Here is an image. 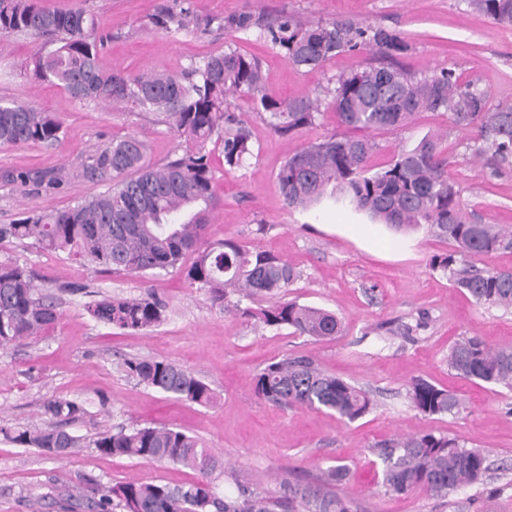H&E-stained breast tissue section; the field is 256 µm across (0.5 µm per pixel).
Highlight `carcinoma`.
<instances>
[{"label":"carcinoma","mask_w":512,"mask_h":512,"mask_svg":"<svg viewBox=\"0 0 512 512\" xmlns=\"http://www.w3.org/2000/svg\"><path fill=\"white\" fill-rule=\"evenodd\" d=\"M471 8L493 21L512 25V0H468ZM226 34L256 32L297 67L316 68L345 50L360 46L388 59L403 55L408 44L379 25L358 27L344 21L302 23L282 14L266 21L251 14H228L205 21L194 16L184 0H174L148 17L144 27L160 32L210 30ZM97 22L83 7L46 10L38 0H0V36H32L53 46L31 61L33 73L61 85L68 96L93 104H126L150 114L179 139V154L160 165L146 163V143L137 136L114 140L89 154L72 172L104 186L96 196L62 210L32 213L0 225V240L32 239L43 248L136 276H154L179 268L190 284L223 303L231 293L269 300L254 313L269 327L287 326L318 339L341 332L337 317L325 310L285 301L280 295L297 274L288 261L267 250H250L231 241L204 242L216 204L211 156L218 148L224 166L239 169L253 156L246 122L228 109L229 98L247 97L265 115L271 130L286 138L315 125L319 98L280 99L267 91L261 60L231 45L180 74H122L99 62ZM340 122L361 136L331 135L289 156L277 179L286 205L304 209L321 201L328 186L339 189L357 209L397 229L425 224L452 250L431 260L448 272L456 288L476 303L512 308V268L479 267L474 259L512 252V230L465 218L448 176L444 135L422 139L385 168L369 172L378 149L375 133L398 130L421 112L448 115L451 128L476 133L474 155L490 156L498 167L512 161V104L494 105L477 86L455 71L442 69L416 77L392 65L366 67L342 74L332 90ZM58 116L0 99V144H54L60 141ZM189 253L194 260L183 262ZM95 320L120 329L142 331L159 326L165 306L147 294L138 298L105 296L90 304ZM58 319V304L39 292L29 270L0 262V345L34 338ZM448 365L466 381L512 389V346L492 348L477 337H462L449 349ZM124 371L177 400L202 406L216 395L191 372L167 359L132 358ZM257 395L278 406L325 409L347 421L363 418L373 400L362 388L318 367L307 356L268 364L256 377ZM408 397L425 415L459 414L462 400L454 393L417 379ZM84 413L76 400L54 399L44 405L51 422L22 428L13 441L49 455L64 446L69 453L94 447L115 457L180 464L200 473L182 487L130 480L90 500V512H109L112 499L125 512H350V501L331 491L349 477L344 465L330 466L316 483L284 480L277 490L253 489L236 480L239 495L221 496L213 474L224 472V459L178 427L143 426L102 434L92 441L66 431L63 424ZM386 463L382 484L387 493L419 490L445 497L463 486L484 482L486 454L467 449L449 436L410 435L377 449Z\"/></svg>","instance_id":"1"}]
</instances>
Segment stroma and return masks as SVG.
<instances>
[{"label":"stroma","instance_id":"obj_1","mask_svg":"<svg viewBox=\"0 0 512 512\" xmlns=\"http://www.w3.org/2000/svg\"><path fill=\"white\" fill-rule=\"evenodd\" d=\"M168 0H42L56 10L85 5L107 42L100 63L108 70L179 73L191 62L235 45L258 55L268 91L282 98L325 95L340 74L379 65L372 52H343L316 69L297 67L254 34H168L145 29L147 16ZM198 18L249 13L271 18L288 12L299 21L348 20L399 33L408 50L399 62L409 72L452 68L484 90L492 103H512V27L472 11L467 0H192ZM39 40L0 39V99L58 113L63 125L55 145L0 146V225L32 211L62 209L97 195L100 185L64 180L86 155L114 139L136 134L148 145L147 159L172 158L179 141L152 116L122 105L94 106L70 100L56 82L37 79L31 59ZM230 109L246 121L254 155L237 170L213 153L217 206L208 242L232 241L279 254L298 273L287 297L298 304L336 313L338 336L315 339L289 327H268L244 316L258 302L241 299L240 311H225L185 280L179 269L140 279L124 272H100L66 253L31 240L0 241V261L30 268L35 283L54 295L59 319L40 337L0 346V512H76L78 493L89 499L135 479L184 485L191 469L112 457L96 448L54 458L14 442L10 434L43 422V405L54 398L82 401L86 412L69 426L94 438L118 429L173 425L223 456L261 489L283 480H315L322 470L344 465L347 482L336 494L352 512H512V391L458 378L448 366V349L462 336L488 345H512V309L476 304L453 287L447 272L432 268L448 243L428 226L398 231L354 210L335 190L311 208L287 209L277 174L288 156L324 137L346 134L335 110L321 106L315 126L289 138L273 133L243 97ZM447 131L448 172L464 214L483 224L512 226V164L492 175L489 160L476 159L473 135L452 129L447 116L423 112L400 130L379 132L375 168L424 137ZM61 177L60 185L20 184L18 172ZM152 294L166 306L158 327L132 331L91 319L86 306L105 295ZM307 355L324 370L368 391L370 413L344 422L327 410L281 407L260 399L256 377L268 364ZM173 361L216 393L209 406L181 402L139 384L122 371L123 359ZM426 380L462 395L460 414L428 416L407 399L409 384ZM433 433L457 438L488 457V483L462 487L447 498L420 492L388 494L382 487L378 444L402 435Z\"/></svg>","mask_w":512,"mask_h":512}]
</instances>
